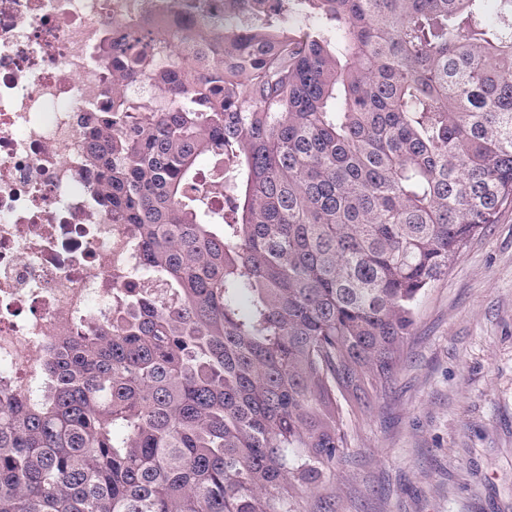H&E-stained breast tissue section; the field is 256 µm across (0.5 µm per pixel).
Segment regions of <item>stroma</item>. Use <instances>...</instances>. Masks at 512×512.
Wrapping results in <instances>:
<instances>
[{
  "label": "stroma",
  "mask_w": 512,
  "mask_h": 512,
  "mask_svg": "<svg viewBox=\"0 0 512 512\" xmlns=\"http://www.w3.org/2000/svg\"><path fill=\"white\" fill-rule=\"evenodd\" d=\"M341 434L292 512H512V206L422 293L393 383Z\"/></svg>",
  "instance_id": "stroma-1"
}]
</instances>
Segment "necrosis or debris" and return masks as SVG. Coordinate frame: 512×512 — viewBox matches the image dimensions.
Wrapping results in <instances>:
<instances>
[{"label": "necrosis or debris", "instance_id": "4bbe7bcc", "mask_svg": "<svg viewBox=\"0 0 512 512\" xmlns=\"http://www.w3.org/2000/svg\"><path fill=\"white\" fill-rule=\"evenodd\" d=\"M173 0H0V373L23 391L45 349L112 318L140 281L125 225L99 202L80 120L102 97L93 50L116 15L169 22Z\"/></svg>", "mask_w": 512, "mask_h": 512}]
</instances>
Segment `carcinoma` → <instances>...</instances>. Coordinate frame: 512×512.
<instances>
[{
	"mask_svg": "<svg viewBox=\"0 0 512 512\" xmlns=\"http://www.w3.org/2000/svg\"><path fill=\"white\" fill-rule=\"evenodd\" d=\"M185 2L96 49L86 163L149 280L48 347L42 400L0 380V512H290L512 205V0Z\"/></svg>",
	"mask_w": 512,
	"mask_h": 512,
	"instance_id": "1",
	"label": "carcinoma"
}]
</instances>
